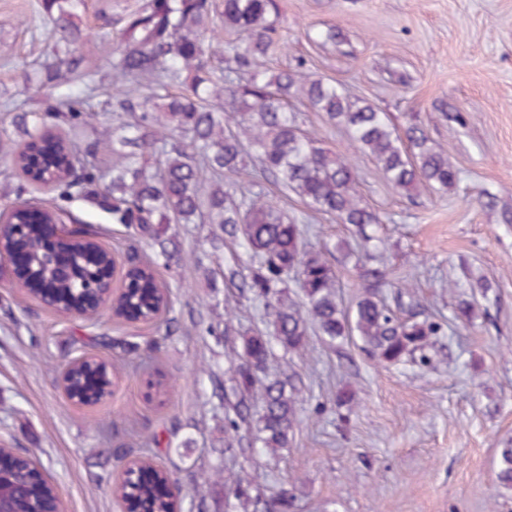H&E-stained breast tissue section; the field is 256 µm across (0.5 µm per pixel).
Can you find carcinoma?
I'll return each mask as SVG.
<instances>
[{"label": "carcinoma", "mask_w": 512, "mask_h": 512, "mask_svg": "<svg viewBox=\"0 0 512 512\" xmlns=\"http://www.w3.org/2000/svg\"><path fill=\"white\" fill-rule=\"evenodd\" d=\"M222 6L219 13L213 0H144L123 18L113 73L115 95L93 103L94 76L87 74L59 95L57 109L16 113L12 126L24 135L51 118L75 129L95 107L101 114L132 115L113 140L121 161L112 167L110 184L102 187L96 166L87 160L95 146L81 154L56 138L59 158H48L42 173L54 181L60 197L80 194L112 213V223L126 224L162 247L158 225L202 223L203 170L224 179L253 162L262 178L273 177L312 210L355 226L369 243L373 236L367 229L381 219L358 193L351 157L323 148L316 136L301 129L299 113L290 104L293 98L344 129L353 152L371 157L394 188L446 192L457 184L458 169L446 152L430 144L422 126L412 123L401 134L378 106L317 74L287 68L264 77L256 71L258 58L280 42L277 0H222ZM83 8L85 0L46 4L58 44L67 54L78 52L82 41L72 17ZM217 15L223 18L224 30L236 35V41L223 46L222 71L210 64L221 27L215 22ZM185 72L191 75L190 84L183 92H172L170 87L181 83ZM152 141L158 143L160 156L153 171L144 159ZM209 208L210 223L224 225V232L239 239L252 258L248 274L229 267L224 280L262 304L266 323L263 331L240 335V346L233 350L237 364L232 390L237 400L224 399V428L231 439L244 440L247 447H228L226 455L234 458L260 448L274 457L288 447L299 399L287 381L266 375L276 346L297 354L313 332L331 344L355 336L361 349L384 366L417 355L427 362L425 351L443 324L404 318L388 305L380 297L386 273L367 266L369 252L355 254L364 285L348 310L338 299L336 269L325 251L304 244L299 220L274 199L261 191L231 193L216 183L209 191ZM73 233L71 274L55 280L64 308L112 264V255L86 231ZM50 263L51 256L45 254L34 269L25 270L27 293L37 294L41 274ZM131 270L136 283L117 298L116 311L156 305L168 309L166 293L152 271L137 264ZM290 276L301 292L300 303L288 296ZM496 478L498 485L512 489L511 445L500 450ZM130 495L149 501L155 512H169V499L150 479H140ZM233 495L254 512L295 509L292 492L283 490L270 498L259 491L253 495L250 483L240 477Z\"/></svg>", "instance_id": "carcinoma-1"}]
</instances>
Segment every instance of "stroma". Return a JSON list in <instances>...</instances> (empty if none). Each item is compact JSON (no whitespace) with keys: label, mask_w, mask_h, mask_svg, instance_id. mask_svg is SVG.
I'll return each mask as SVG.
<instances>
[{"label":"stroma","mask_w":512,"mask_h":512,"mask_svg":"<svg viewBox=\"0 0 512 512\" xmlns=\"http://www.w3.org/2000/svg\"><path fill=\"white\" fill-rule=\"evenodd\" d=\"M142 0H86L85 67L98 71L100 98L113 92L119 19ZM287 51L259 59L275 73L306 69L345 84L387 112L397 129L423 126L447 151L460 180L445 192L410 195L386 182L363 155L354 163L363 202L381 218L387 300L450 324L427 352L429 365L376 364L354 341L309 339L302 355L276 351L269 374L296 372L300 409L277 457L224 455V389L230 337L262 325L261 306L224 281L225 263L248 256L218 224H169L177 251L163 257L150 239L80 198L21 189L0 149V209L20 202L62 207L100 231L118 257L153 265L170 305L155 325L125 321L104 307L91 321L44 308L0 265V442L33 458L54 481L62 512H119L121 465L151 458L171 475L183 512H231V468L272 493L297 495L295 512H512V489L498 487V452L512 442V0H279ZM45 0H0V129L17 109L57 106L44 69L64 53ZM335 28L337 41L312 36ZM266 193L300 221L309 245L356 244L357 229L310 209L273 180ZM497 198L483 206L484 194ZM485 282L472 322L453 318L457 289ZM410 284L409 295L396 287ZM87 351L107 359L112 392L79 406L62 394L63 366ZM354 396L353 404L337 399ZM158 444H151V437Z\"/></svg>","instance_id":"1"}]
</instances>
